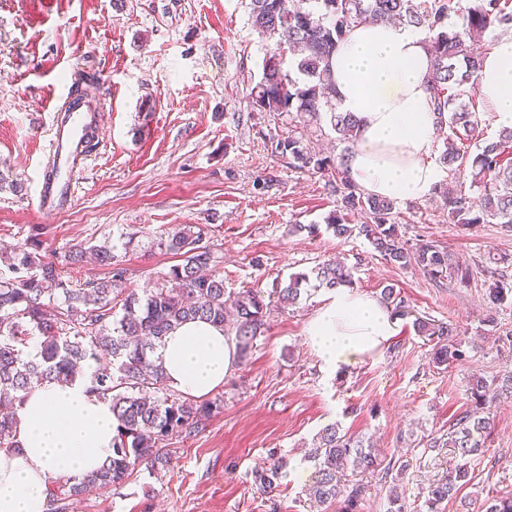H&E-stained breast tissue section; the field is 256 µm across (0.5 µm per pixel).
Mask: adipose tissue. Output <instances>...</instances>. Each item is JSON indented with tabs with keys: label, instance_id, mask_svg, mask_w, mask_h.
<instances>
[{
	"label": "adipose tissue",
	"instance_id": "adipose-tissue-1",
	"mask_svg": "<svg viewBox=\"0 0 512 512\" xmlns=\"http://www.w3.org/2000/svg\"><path fill=\"white\" fill-rule=\"evenodd\" d=\"M331 65L339 109L360 122L349 157L353 180L379 197L424 199L443 172L422 35L398 24H361ZM477 90L499 123L512 126V37L484 55ZM396 332L389 309L343 287L311 321L309 341L337 371L380 350ZM154 357L169 387L200 400L223 386L237 351L223 330L195 320L166 336ZM115 430L109 401L89 394L85 382L33 388L17 411V448L0 449V512H45L49 479L78 480L100 469L112 457Z\"/></svg>",
	"mask_w": 512,
	"mask_h": 512
}]
</instances>
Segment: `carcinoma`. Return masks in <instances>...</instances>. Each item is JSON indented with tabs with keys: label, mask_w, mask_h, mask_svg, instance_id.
I'll return each instance as SVG.
<instances>
[{
	"label": "carcinoma",
	"mask_w": 512,
	"mask_h": 512,
	"mask_svg": "<svg viewBox=\"0 0 512 512\" xmlns=\"http://www.w3.org/2000/svg\"><path fill=\"white\" fill-rule=\"evenodd\" d=\"M253 27L276 40L267 52L262 76L254 88L252 106L279 115L294 112L304 125H319L321 114L329 117L336 140L343 144L337 154H326L301 137L290 135L276 141L274 152L286 154L302 173L326 180L336 196V209L326 217V229L337 238L358 230L386 262L405 269L415 267L436 280L444 277L468 280L471 270L433 240L407 245L398 230L397 201L376 197L358 186L348 160L357 142L359 124L351 112L339 110L331 95V57L351 28L366 22L396 21L424 33V44L433 62L429 91L448 123V141L442 163L456 175L459 189L441 195L452 224L472 227L500 219L512 227V128H503L495 140L483 137L478 107L485 106L477 92L480 54L477 42L490 29H512V0H250ZM293 52L299 76L284 68L283 45ZM476 152H470V147ZM362 218L351 226L350 218ZM163 247L183 257L170 269L166 284L141 298L135 293L115 292L112 283L124 269L113 265L112 250L93 246L88 250L104 266L113 267L112 278L81 285L63 279L58 266L45 259L43 244L31 239L13 251L8 270L0 274V403L16 405L36 385L71 382L83 375L91 360L104 355L109 361L93 369L86 382L89 392L111 401L117 422L112 459L106 466L78 481L49 482L48 512H66L67 502L119 487L134 470L146 465L154 470L167 463L161 441L178 434L189 435L208 418L210 406L179 397L167 386L163 369L151 359L158 344L179 325L195 319L224 327L227 308L235 317L234 339L240 358L248 352L266 324L271 302L262 292L247 288L231 292L224 279L210 271L213 249L203 243L201 232L183 228ZM87 250L70 252L68 261L83 259ZM319 285L335 290L354 287L353 268L329 259L313 271ZM309 275L292 274L275 289L276 302L295 305ZM491 304L512 294V286L497 281L488 287ZM382 303L392 313L406 315L401 293L386 287ZM121 307L116 315L114 308ZM422 336L436 340L434 359L451 365L465 355L462 340L452 324L415 320ZM492 384L472 375L467 385L471 408L448 428V447L458 458L448 480L428 491V512L457 493L466 478L468 464L483 452L492 422L485 409ZM16 415L0 414V448L13 446ZM307 458L314 462L317 479L310 495L321 503L341 504L340 512H358L362 488L348 485L343 473L348 465L363 471L378 466L374 451L362 440L325 426L314 440ZM286 462L272 459L255 473L254 482L264 491L274 489L283 477ZM485 512H512V492L494 496Z\"/></svg>",
	"instance_id": "obj_1"
}]
</instances>
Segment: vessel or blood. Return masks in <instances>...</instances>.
Segmentation results:
<instances>
[{
    "instance_id": "1",
    "label": "vessel or blood",
    "mask_w": 512,
    "mask_h": 512,
    "mask_svg": "<svg viewBox=\"0 0 512 512\" xmlns=\"http://www.w3.org/2000/svg\"><path fill=\"white\" fill-rule=\"evenodd\" d=\"M97 127V116L75 102L60 107L52 129L48 163L40 179V210L54 212L74 200L76 176L87 163L89 138L96 134Z\"/></svg>"
}]
</instances>
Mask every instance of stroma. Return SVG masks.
I'll list each match as a JSON object with an SVG mask.
<instances>
[{"label": "stroma", "mask_w": 512, "mask_h": 512, "mask_svg": "<svg viewBox=\"0 0 512 512\" xmlns=\"http://www.w3.org/2000/svg\"><path fill=\"white\" fill-rule=\"evenodd\" d=\"M270 45L252 25L250 0H0L1 254L38 237L63 278L80 284L109 279V269L69 263L70 247L105 245L126 270L123 288L142 295L181 262L163 241L191 226L213 248L228 290L269 293L337 257L353 267L356 291L377 298L393 287L413 311L381 350L334 372L307 336L334 291L312 289L299 305L271 310L248 358L212 394L202 428L166 441L165 468L139 467L68 512H339L311 498L316 473L304 459L332 423L371 439L379 453L374 472L345 473L363 489L359 512H387L392 485L404 512H427L430 485L457 464L448 428L469 405L468 378L512 372V303L493 309L487 299L489 284L512 282V231L495 219L469 229L449 223L433 193L401 202L404 240L447 248L471 270L462 283L390 265L364 237L324 230L336 207L324 179L295 170L272 142L293 129L318 148H340L296 115L253 108ZM75 82L100 116L99 141L74 204L45 214L36 194L53 108ZM292 224L320 230L294 235ZM417 317L455 324L465 359L435 364ZM490 412L484 453L438 512H479L490 494L512 491V393L496 394ZM272 451L288 465L266 492L254 475Z\"/></svg>", "instance_id": "1"}]
</instances>
